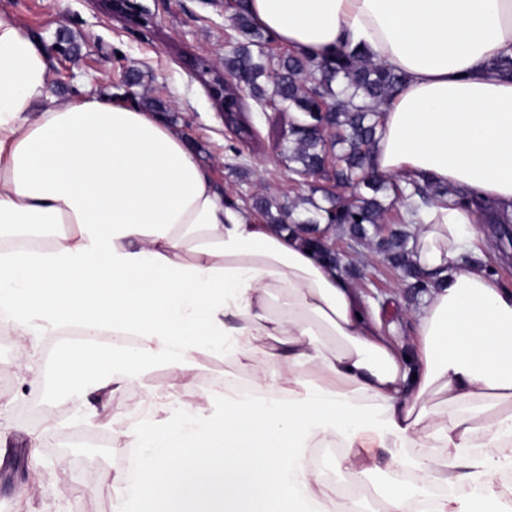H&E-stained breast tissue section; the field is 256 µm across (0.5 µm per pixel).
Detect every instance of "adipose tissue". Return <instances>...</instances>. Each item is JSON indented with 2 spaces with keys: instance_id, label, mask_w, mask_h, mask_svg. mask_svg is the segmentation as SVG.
I'll return each mask as SVG.
<instances>
[{
  "instance_id": "obj_1",
  "label": "adipose tissue",
  "mask_w": 512,
  "mask_h": 512,
  "mask_svg": "<svg viewBox=\"0 0 512 512\" xmlns=\"http://www.w3.org/2000/svg\"><path fill=\"white\" fill-rule=\"evenodd\" d=\"M281 44H349L405 78L380 107L373 163L466 189L512 218V0H245ZM44 49L0 13V335L89 332L134 347L62 345L54 393L133 383L159 360L263 359L245 391L116 432L137 449L113 512H368L305 463L370 470L369 442L442 495L396 481L384 512H512V286L474 256L477 211L428 209L409 260L429 288L411 350L362 314L341 264L234 206L155 114L107 96L60 104Z\"/></svg>"
}]
</instances>
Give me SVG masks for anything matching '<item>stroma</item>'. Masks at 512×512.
I'll list each match as a JSON object with an SVG mask.
<instances>
[{
  "label": "stroma",
  "instance_id": "35a3bbf8",
  "mask_svg": "<svg viewBox=\"0 0 512 512\" xmlns=\"http://www.w3.org/2000/svg\"><path fill=\"white\" fill-rule=\"evenodd\" d=\"M138 2L146 23L135 28L107 14L102 0H0V12L11 14L46 50L49 91L59 102L96 91L122 98L127 79H136L139 96L132 107L158 115L179 132L225 198L247 210L262 199L286 207L308 197L322 200L327 181H292L280 145L285 121L277 112L259 111L246 99L257 140L241 143L190 71L195 59L223 66L235 35L233 8L224 0ZM399 222L393 205L381 229H369L366 239L338 225L328 239L381 331L407 347L413 334L409 311L422 294L377 246ZM56 348L49 336L30 342L0 335V512H113L122 493L115 478L128 467L132 451L112 445V433L138 417L146 389L162 388L165 403L173 406H193L208 392L210 377L229 383L250 378L254 370L204 355L194 378L155 365L138 384L99 397L82 395L70 404L52 393ZM311 456L327 481L352 483L373 495L390 478L389 455L382 448L372 451L374 470L355 477L338 470V451L316 448Z\"/></svg>",
  "mask_w": 512,
  "mask_h": 512
}]
</instances>
